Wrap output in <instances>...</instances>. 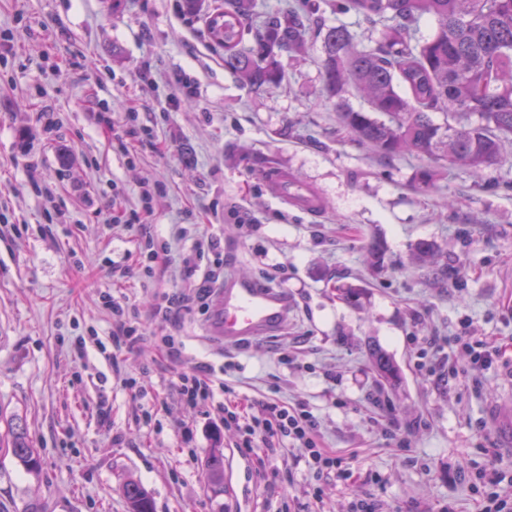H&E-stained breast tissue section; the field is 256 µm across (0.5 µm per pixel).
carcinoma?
<instances>
[{"label":"carcinoma","mask_w":512,"mask_h":512,"mask_svg":"<svg viewBox=\"0 0 512 512\" xmlns=\"http://www.w3.org/2000/svg\"><path fill=\"white\" fill-rule=\"evenodd\" d=\"M255 0H222L207 23L224 67L259 90L283 79L278 56L300 50L306 35H322L323 77L331 98L353 87L368 98L371 112L340 108L343 124L361 144L384 158L405 152L445 159L475 172L496 164L512 139V0H336V10L354 12L369 23L390 22L383 38L359 47L350 31L326 26L315 17V0H296L269 13L255 26ZM438 22L424 42L414 32L423 16ZM444 112L437 124L432 113ZM375 371L386 380L398 370L388 355L371 348ZM10 456L28 470L39 455L23 429L0 435V458ZM210 488L222 491L224 454L211 450ZM128 512H154L149 492L137 481L123 486Z\"/></svg>","instance_id":"cac0c4a2"}]
</instances>
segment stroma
I'll list each match as a JSON object with an SVG mask.
<instances>
[{
	"mask_svg": "<svg viewBox=\"0 0 512 512\" xmlns=\"http://www.w3.org/2000/svg\"><path fill=\"white\" fill-rule=\"evenodd\" d=\"M316 4L360 44L386 29ZM3 38L14 48L0 56V433L23 425L40 465L0 459V512H127L130 478L154 512H348L361 500L479 512L487 470L512 493V434L488 412L512 399V145L479 174L382 158L340 124V105H369L354 91L329 98L320 37L281 53L283 82L255 91L180 0H0ZM128 103L161 150L126 154L98 126ZM424 169L434 180L419 192ZM279 170L320 193L321 218L271 196L266 176ZM134 213L158 240L179 224L183 247L217 241L201 270L284 288V330L224 345L208 329L214 291L178 328L151 321L157 293L191 282L175 263L161 280L113 278L145 250ZM423 241L432 262L416 257ZM372 242L381 262L366 256ZM344 288L359 289L357 304ZM108 295L146 317L142 340L113 348ZM172 332L178 360L160 341ZM457 336L504 350L477 371ZM374 346L395 385L380 383ZM201 362L224 366L237 394L305 403L350 478L313 480L292 449L260 468L265 449L241 448L217 403L182 401L177 377ZM213 448L220 494L205 480Z\"/></svg>",
	"mask_w": 512,
	"mask_h": 512,
	"instance_id": "stroma-1",
	"label": "stroma"
}]
</instances>
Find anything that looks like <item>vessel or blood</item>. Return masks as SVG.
I'll use <instances>...</instances> for the list:
<instances>
[{"instance_id": "b4317fda", "label": "vessel or blood", "mask_w": 512, "mask_h": 512, "mask_svg": "<svg viewBox=\"0 0 512 512\" xmlns=\"http://www.w3.org/2000/svg\"><path fill=\"white\" fill-rule=\"evenodd\" d=\"M269 189L276 198L314 216L327 208L315 189L297 183L284 171L270 180ZM288 309L285 289L234 278L219 293V306L210 328L225 344H242L281 331L288 319Z\"/></svg>"}]
</instances>
